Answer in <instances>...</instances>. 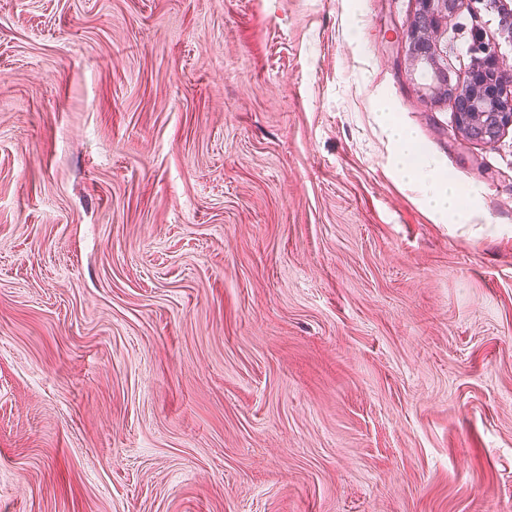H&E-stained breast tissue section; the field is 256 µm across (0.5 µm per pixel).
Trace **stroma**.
Here are the masks:
<instances>
[{"label":"stroma","mask_w":512,"mask_h":512,"mask_svg":"<svg viewBox=\"0 0 512 512\" xmlns=\"http://www.w3.org/2000/svg\"><path fill=\"white\" fill-rule=\"evenodd\" d=\"M415 9L0 0V512H512V127ZM416 9L406 29L409 53L429 66L432 72L431 92L434 98L450 95L458 128L467 137L485 144L494 143L499 135L512 127V73L506 69L495 49L481 46L480 57L457 88H450L448 66L441 48L447 32L448 16L456 12L464 0H416ZM381 118L391 129L394 140L402 147L401 153L396 158L397 165L400 166L398 170L402 176L410 182H417L422 187L424 201L434 212L442 218L448 217V222L451 224L460 223L465 210L459 203L458 187L448 179H433L431 174L423 171L426 165L420 160L415 167L408 165L406 160L416 154L413 137L394 123L389 113L381 112Z\"/></svg>","instance_id":"1"}]
</instances>
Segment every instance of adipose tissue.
<instances>
[{"label":"adipose tissue","instance_id":"1","mask_svg":"<svg viewBox=\"0 0 512 512\" xmlns=\"http://www.w3.org/2000/svg\"><path fill=\"white\" fill-rule=\"evenodd\" d=\"M392 136L400 144L402 151L397 157L399 171L404 178L418 183L423 189L425 203L449 223H460L465 211L459 203L458 187L445 179L432 178L422 166L408 165L407 160L415 154L414 139L410 133L399 126H392Z\"/></svg>","mask_w":512,"mask_h":512}]
</instances>
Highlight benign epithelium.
<instances>
[{"label": "benign epithelium", "mask_w": 512, "mask_h": 512, "mask_svg": "<svg viewBox=\"0 0 512 512\" xmlns=\"http://www.w3.org/2000/svg\"><path fill=\"white\" fill-rule=\"evenodd\" d=\"M416 2L418 9L407 26L405 42L409 53L430 67L432 95L436 99L451 96L456 124L467 137L494 143L505 129L512 127V71L504 67L496 50L483 46L463 84L449 87L441 43L447 33L448 16L464 0Z\"/></svg>", "instance_id": "obj_1"}]
</instances>
